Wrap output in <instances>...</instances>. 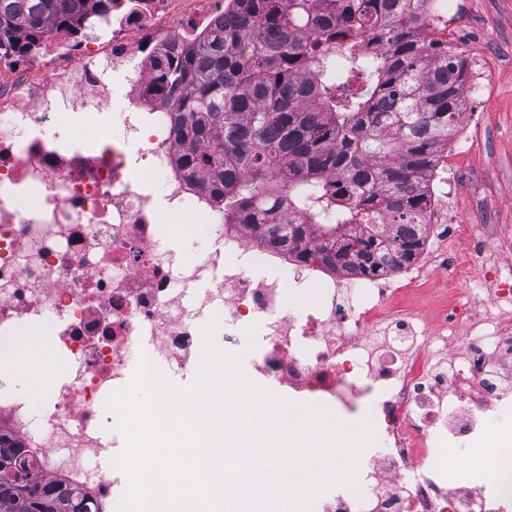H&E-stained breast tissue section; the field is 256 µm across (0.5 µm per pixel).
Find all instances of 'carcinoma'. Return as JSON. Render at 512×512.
Instances as JSON below:
<instances>
[{
  "mask_svg": "<svg viewBox=\"0 0 512 512\" xmlns=\"http://www.w3.org/2000/svg\"><path fill=\"white\" fill-rule=\"evenodd\" d=\"M114 0H0V54L75 35ZM233 11L154 58L188 168L224 214L342 274L410 264L430 182L467 111V61L425 36L427 0H231ZM336 176L331 180L330 176ZM302 222L283 223V203ZM0 435V512H86Z\"/></svg>",
  "mask_w": 512,
  "mask_h": 512,
  "instance_id": "1",
  "label": "carcinoma"
}]
</instances>
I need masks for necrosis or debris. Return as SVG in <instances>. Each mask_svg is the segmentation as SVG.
Instances as JSON below:
<instances>
[{
    "instance_id": "4bbe7bcc",
    "label": "necrosis or debris",
    "mask_w": 512,
    "mask_h": 512,
    "mask_svg": "<svg viewBox=\"0 0 512 512\" xmlns=\"http://www.w3.org/2000/svg\"><path fill=\"white\" fill-rule=\"evenodd\" d=\"M223 14L210 0H122L82 40L51 32L0 69V344L47 326V355L69 363L66 379H46L36 415L0 379V433L20 441L45 482L109 512L126 478L94 462L124 446L102 436L101 419L130 350L146 343L162 374L196 372L201 319L236 331L259 323L253 374L283 399L339 418L376 409L385 447L362 451L359 494L336 493L322 512H512V432L485 455L480 494L446 459L512 403V319L494 315L512 310V270L490 264L480 295L449 289L420 326L400 302L419 272L323 273L227 220L222 198L180 160L174 111L151 99L153 52L185 41V20L200 30ZM117 74L126 108L97 146L78 147L82 120L110 106ZM179 213L207 220V248L162 243L163 216ZM311 286L314 303L283 315L285 291ZM466 331L479 343L457 347Z\"/></svg>"
}]
</instances>
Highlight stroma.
<instances>
[{
	"mask_svg": "<svg viewBox=\"0 0 512 512\" xmlns=\"http://www.w3.org/2000/svg\"><path fill=\"white\" fill-rule=\"evenodd\" d=\"M464 20L445 16L427 38L452 45L471 66L480 67L478 87L467 90L469 117L462 121L442 154L432 180L434 206L446 207L450 224L461 233L455 245L435 238L437 252H451L455 275L438 266L424 272V288L408 299L424 320H432L442 306L441 291L447 286L477 287L486 270L479 256L512 261V0H464ZM494 224L505 236H469V227ZM165 243L185 252L206 248L208 228L188 216L172 218L165 229ZM63 360L44 359L34 366L0 357V373L7 374L17 393L28 391L43 374L60 377Z\"/></svg>",
	"mask_w": 512,
	"mask_h": 512,
	"instance_id": "1",
	"label": "stroma"
}]
</instances>
